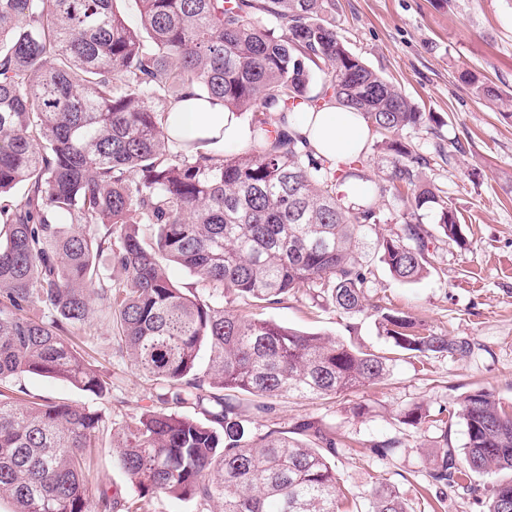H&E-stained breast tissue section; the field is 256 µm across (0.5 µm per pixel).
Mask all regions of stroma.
<instances>
[{
	"label": "stroma",
	"mask_w": 512,
	"mask_h": 512,
	"mask_svg": "<svg viewBox=\"0 0 512 512\" xmlns=\"http://www.w3.org/2000/svg\"><path fill=\"white\" fill-rule=\"evenodd\" d=\"M336 32L348 48L392 80L420 111L440 117L403 132L402 138L429 157L424 178L453 201L465 245L437 242L430 248L432 273L414 284L395 281L379 260L368 305L409 316L432 332L465 336V357L401 356L380 384L316 400L290 398L280 403L283 426L302 418L321 420L345 440L335 459L336 476L358 508H365L376 486L395 487L408 512H486L476 491L486 484L474 477V490L428 491L429 473L439 448L462 452L466 442L460 419L435 423L438 413L454 411L461 396L475 389L512 405V109L473 94L468 76L512 93V0H336ZM443 156H436V147ZM259 317L331 339L385 352L392 342L375 316H348L315 290L300 289L282 302L257 308ZM78 348L110 375L112 388L98 397L68 383L26 375L16 384L29 401H64L100 412L110 428L137 420L156 394L153 381L120 352L115 330L96 323ZM421 405L431 417L398 428L404 410ZM399 437L402 446L386 458L374 456L373 442ZM111 436L94 450L89 482L137 490L112 462Z\"/></svg>",
	"instance_id": "stroma-1"
}]
</instances>
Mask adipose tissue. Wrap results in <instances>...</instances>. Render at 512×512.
I'll list each match as a JSON object with an SVG mask.
<instances>
[{
	"label": "adipose tissue",
	"instance_id": "1",
	"mask_svg": "<svg viewBox=\"0 0 512 512\" xmlns=\"http://www.w3.org/2000/svg\"><path fill=\"white\" fill-rule=\"evenodd\" d=\"M294 128L306 137L318 155L342 161L360 154L369 128L363 118L341 106L329 104L320 110L301 108L292 113ZM163 130L179 144L198 143L203 150L217 154L225 144H249L252 132L241 117L218 101L186 97L169 113Z\"/></svg>",
	"mask_w": 512,
	"mask_h": 512
}]
</instances>
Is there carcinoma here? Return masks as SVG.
Returning a JSON list of instances; mask_svg holds the SVG:
<instances>
[{
  "label": "carcinoma",
  "instance_id": "carcinoma-1",
  "mask_svg": "<svg viewBox=\"0 0 512 512\" xmlns=\"http://www.w3.org/2000/svg\"><path fill=\"white\" fill-rule=\"evenodd\" d=\"M121 2L0 0V498L14 512H149L161 495L201 512L215 502L221 512H344L336 434L314 419L277 425L276 400L377 384L397 354L463 356L469 339L378 308L393 354L375 353L224 301L270 305L307 287L355 315L375 278L366 249L400 283L431 273L422 212L441 239L463 244L453 202L422 179L429 160L401 141L425 113L346 46L329 18L335 0H134L135 26ZM188 91L252 113L249 146L175 147L163 121ZM329 103L357 111L387 154L376 197L406 194L393 237L372 236L385 222L377 202L351 205L339 192L371 181L369 156L335 165L289 125L300 105ZM175 265L201 289L177 284ZM95 312L158 387L156 404L114 435L135 499L89 488L101 414L22 403L10 385L32 374L108 393L75 349ZM452 415L464 457L443 449L432 485L465 489L506 471L487 487L488 512H512V411L474 390ZM366 512L407 508L380 486Z\"/></svg>",
  "mask_w": 512,
  "mask_h": 512
}]
</instances>
